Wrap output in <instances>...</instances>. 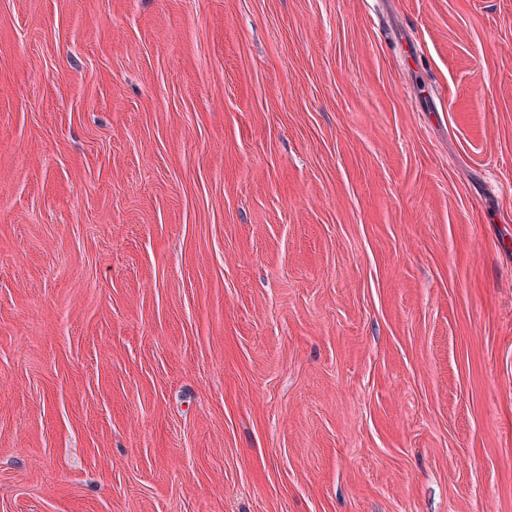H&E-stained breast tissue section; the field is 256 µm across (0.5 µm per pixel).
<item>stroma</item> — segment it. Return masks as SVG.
Masks as SVG:
<instances>
[{
    "label": "stroma",
    "mask_w": 512,
    "mask_h": 512,
    "mask_svg": "<svg viewBox=\"0 0 512 512\" xmlns=\"http://www.w3.org/2000/svg\"><path fill=\"white\" fill-rule=\"evenodd\" d=\"M0 512H512V0H0Z\"/></svg>",
    "instance_id": "stroma-1"
}]
</instances>
